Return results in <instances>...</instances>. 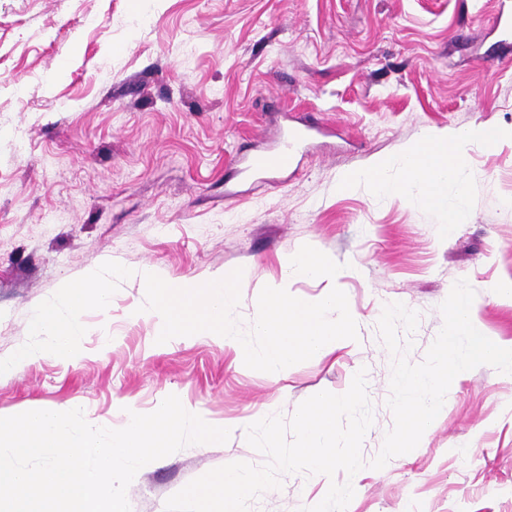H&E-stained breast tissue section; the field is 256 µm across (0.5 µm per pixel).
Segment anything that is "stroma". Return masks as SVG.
Masks as SVG:
<instances>
[{"instance_id":"obj_1","label":"stroma","mask_w":512,"mask_h":512,"mask_svg":"<svg viewBox=\"0 0 512 512\" xmlns=\"http://www.w3.org/2000/svg\"><path fill=\"white\" fill-rule=\"evenodd\" d=\"M512 0H0V357L37 344L39 306L68 279L117 270L112 304L89 311L83 352L46 355L0 376V415L80 405L116 427L120 405L153 412L168 395L227 425L229 440L189 446L145 465L127 491L131 512L165 501L207 471L261 465L246 426L291 417L307 398L345 393L367 372L373 425L364 461L393 425L391 355L377 327L386 304L418 312L411 362L437 337L440 304L458 280L473 314L512 349V46L494 21ZM315 115L292 166L247 171L252 157ZM492 127L467 146L465 199L448 210L379 196L343 180L370 159L402 175L401 153L427 133ZM464 210L463 220L448 215ZM342 269L298 280L313 298L345 292L358 339L290 366L273 382L233 349L199 336L158 343L138 273L173 283L242 269L235 315L250 326L264 286L281 281L302 245ZM352 482L347 512H512V375L482 365L448 391L410 453ZM326 486L286 474L249 512H298Z\"/></svg>"}]
</instances>
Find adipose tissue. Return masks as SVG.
<instances>
[{
    "label": "adipose tissue",
    "instance_id": "1",
    "mask_svg": "<svg viewBox=\"0 0 512 512\" xmlns=\"http://www.w3.org/2000/svg\"><path fill=\"white\" fill-rule=\"evenodd\" d=\"M473 133L451 135L426 134L404 152L401 164L403 178L392 182L384 175V166L372 161L367 167L350 174V181H363L380 195H400L412 184L423 190L421 200L426 206L440 210L446 206L445 189L465 165L466 147ZM64 307L42 308L33 318L31 335L45 339L43 353L63 361L73 360L82 350L87 326V311L101 309L112 301L111 277L91 273L67 283Z\"/></svg>",
    "mask_w": 512,
    "mask_h": 512
}]
</instances>
